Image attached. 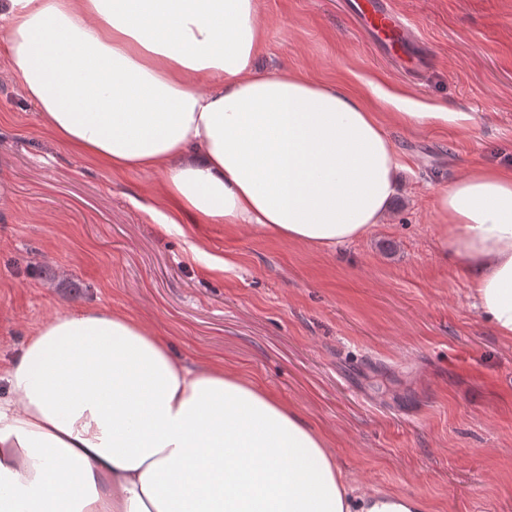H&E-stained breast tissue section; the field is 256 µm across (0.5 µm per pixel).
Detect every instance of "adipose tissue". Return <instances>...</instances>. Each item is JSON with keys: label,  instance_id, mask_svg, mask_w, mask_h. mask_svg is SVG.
Instances as JSON below:
<instances>
[{"label": "adipose tissue", "instance_id": "obj_1", "mask_svg": "<svg viewBox=\"0 0 512 512\" xmlns=\"http://www.w3.org/2000/svg\"><path fill=\"white\" fill-rule=\"evenodd\" d=\"M258 0H0V53L67 147L161 176L158 225L327 250L386 223L402 166L367 98L261 73ZM439 242L512 341V171L435 197ZM0 512H427L348 485L328 439L238 374L190 369L108 308L36 328L4 376Z\"/></svg>", "mask_w": 512, "mask_h": 512}]
</instances>
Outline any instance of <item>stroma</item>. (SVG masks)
Here are the masks:
<instances>
[{
  "instance_id": "obj_1",
  "label": "stroma",
  "mask_w": 512,
  "mask_h": 512,
  "mask_svg": "<svg viewBox=\"0 0 512 512\" xmlns=\"http://www.w3.org/2000/svg\"><path fill=\"white\" fill-rule=\"evenodd\" d=\"M387 2L415 34L397 56L343 0H259V70L372 83L404 108L467 115L410 126L377 103L402 191L386 223L324 251L188 218L161 233L142 209L171 208L159 176L71 152L0 56V369L56 315L110 308L166 337L184 365L222 367L295 408L352 484L434 512H512V342L474 307L433 208L469 169H512V0Z\"/></svg>"
}]
</instances>
